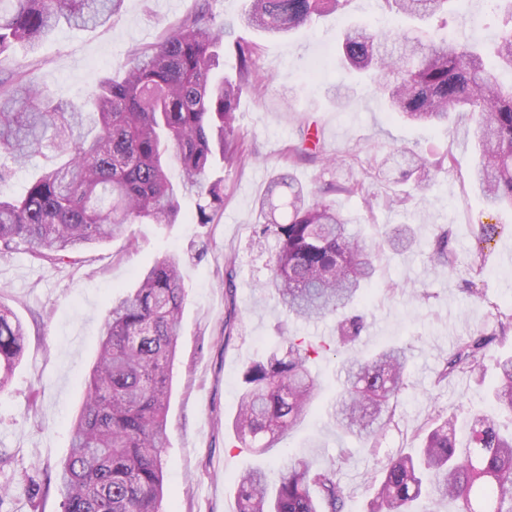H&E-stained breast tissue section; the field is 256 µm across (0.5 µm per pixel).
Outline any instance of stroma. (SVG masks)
Masks as SVG:
<instances>
[{
    "instance_id": "1",
    "label": "stroma",
    "mask_w": 512,
    "mask_h": 512,
    "mask_svg": "<svg viewBox=\"0 0 512 512\" xmlns=\"http://www.w3.org/2000/svg\"><path fill=\"white\" fill-rule=\"evenodd\" d=\"M194 5L195 0H124L121 13L105 26L63 27L37 52L0 55V77L25 64L53 99L80 102L98 77L122 76L120 64L131 47L155 42ZM503 21L493 0H466L447 26L484 43L496 38ZM355 22L378 30L398 24L381 0H350L343 12L283 38L237 28L236 38L257 46L256 64L268 82L263 94L240 100L238 124L255 157L232 170H213V177L224 180V207L213 223H198L196 201L187 198L178 223L132 225V248L120 236L61 266L45 264L24 248L0 257V305L27 331L24 357L0 390V456L6 459L0 488L15 491L0 512H61L56 474L70 446L69 423L85 397L107 306L115 294L136 287L142 269L173 252L181 258L185 300L167 414L164 512H236L237 478L256 466L274 469L286 452L305 453L320 468L346 455L340 472L345 512H364L380 458L408 452L437 412L462 421L493 413L503 432L512 431V415L496 411L492 403L496 362L512 356V332L500 336L498 327L500 314L512 315V208H491L482 201L471 179L476 153L470 124L453 117L443 126L408 125L369 90L352 88L338 60L341 33ZM340 91L345 98L339 103ZM309 123L325 134L327 158L287 162L286 149ZM400 145L456 159L453 174L433 175L429 188L415 193L404 208L389 203L385 184L363 176L375 159ZM279 172L307 189L363 179L365 195L376 199L373 209H366L364 196L339 195L335 202L368 242H377L396 224L420 227L418 249L380 253L377 282L364 299L368 324L350 348L337 349L332 319L288 320L260 286L275 243L255 245V206ZM483 225L494 232L481 241L477 232ZM443 228L459 262L453 271L428 261L430 245ZM478 252L482 268H467ZM230 260L237 277L229 297L224 266ZM418 288L427 289L428 299L415 296ZM283 329L318 347L312 369L321 388L306 420L278 448L257 456L237 447L232 421L246 364L278 341ZM477 334L492 339L482 372L437 383L458 343ZM393 344L410 348L409 378L396 424L373 452L368 443L339 434L330 414L342 363Z\"/></svg>"
}]
</instances>
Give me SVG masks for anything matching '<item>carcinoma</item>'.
<instances>
[{"mask_svg": "<svg viewBox=\"0 0 512 512\" xmlns=\"http://www.w3.org/2000/svg\"><path fill=\"white\" fill-rule=\"evenodd\" d=\"M214 0L196 6L148 45L130 48L124 77L103 79L82 103L50 98L19 65L0 79V154L14 166L51 152L49 163L25 194L0 193V254L25 245L33 257L63 264L84 248L110 241L136 223L175 224L182 199L195 195L197 223L209 224L224 205V184L208 180L220 162L240 166L249 158L236 112L244 93L266 87L256 65V46L232 42L236 72L216 74L220 48L235 26L267 37H284L314 18L334 13L348 0H248L236 20L216 21ZM395 15L424 21L448 17L464 0H383ZM124 0H0V54L24 44L35 52L61 23L89 29L106 25ZM341 62L362 74L387 110L413 124L439 126L451 114L476 117L474 181L491 206L512 207V25L490 48L458 36L426 42L398 29L365 23L343 33ZM306 134L288 159L324 155L320 134ZM179 180L170 177L172 166ZM452 155L429 158L395 148L375 176H416L422 188L433 172L451 175ZM364 182L329 184L306 191L279 173L259 201L258 237L273 238L268 278L285 313L295 319H337L341 340L360 335L363 313L345 315L374 283L375 253L349 228L350 219L327 193L355 195ZM385 243L394 252L416 244L405 224ZM434 266L454 269L448 234L429 251ZM184 288L178 256L146 267L138 287L112 300L102 326L100 352L83 405L71 424V445L61 464L57 491L62 512H164L163 465L167 412ZM484 339L460 342L438 380L481 370ZM21 322L0 312V389L24 355ZM312 349L287 336L264 358L246 366L235 435L242 448L267 453L308 415L317 389ZM409 347L393 345L367 360L342 364L343 392L336 427L371 442L395 422L404 388ZM496 404L512 414V356L498 361ZM406 454L386 457L379 487L366 512H413L423 495L458 503V512H512V433L490 415L471 423L461 442L455 416H440ZM347 458L313 468L293 455L271 481L262 469L244 472L237 485V512H345L338 473Z\"/></svg>", "mask_w": 512, "mask_h": 512, "instance_id": "carcinoma-1", "label": "carcinoma"}]
</instances>
